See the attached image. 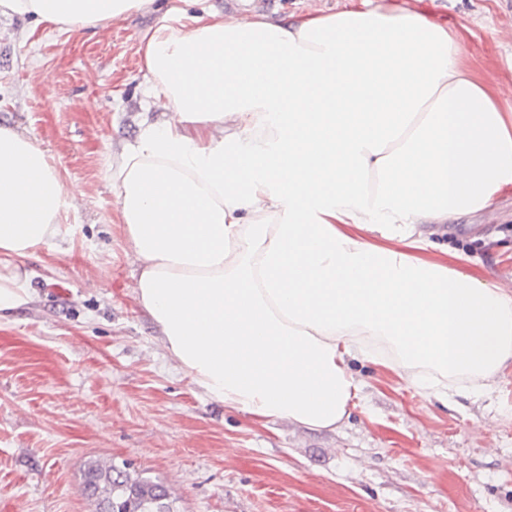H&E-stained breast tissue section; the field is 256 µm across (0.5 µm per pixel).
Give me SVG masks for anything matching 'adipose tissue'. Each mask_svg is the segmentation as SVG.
I'll return each instance as SVG.
<instances>
[{"mask_svg":"<svg viewBox=\"0 0 512 512\" xmlns=\"http://www.w3.org/2000/svg\"><path fill=\"white\" fill-rule=\"evenodd\" d=\"M149 2L0 5L89 26ZM142 51L175 117L124 145L112 185L135 299L206 394L259 425L333 430L360 393L353 359L423 389L490 392L512 365V295L414 255L420 225L512 186V104L446 25L397 0L281 20L211 12L157 27ZM72 196L40 147L0 127V312L30 298L12 259L57 235Z\"/></svg>","mask_w":512,"mask_h":512,"instance_id":"1","label":"adipose tissue"}]
</instances>
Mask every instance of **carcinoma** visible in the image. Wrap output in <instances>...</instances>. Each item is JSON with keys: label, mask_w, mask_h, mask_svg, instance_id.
<instances>
[{"label": "carcinoma", "mask_w": 512, "mask_h": 512, "mask_svg": "<svg viewBox=\"0 0 512 512\" xmlns=\"http://www.w3.org/2000/svg\"><path fill=\"white\" fill-rule=\"evenodd\" d=\"M81 491L94 501L96 512H177L176 499L163 483L134 476L111 461L88 462Z\"/></svg>", "instance_id": "obj_1"}]
</instances>
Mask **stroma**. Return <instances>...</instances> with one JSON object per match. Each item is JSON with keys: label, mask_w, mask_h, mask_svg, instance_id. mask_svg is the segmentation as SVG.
<instances>
[{"label": "stroma", "mask_w": 512, "mask_h": 512, "mask_svg": "<svg viewBox=\"0 0 512 512\" xmlns=\"http://www.w3.org/2000/svg\"><path fill=\"white\" fill-rule=\"evenodd\" d=\"M454 30L512 100V0H406ZM350 0H153L69 27L0 12V126L47 151L78 192L55 239L19 264L33 298L0 315V512H95L86 463L168 486L179 512H512V367L491 397L444 400L358 360L361 399L336 430L266 425L211 400L133 300L135 259L110 166L144 124L139 48L165 18L212 8L273 19ZM423 260L512 294V189L454 224H426Z\"/></svg>", "instance_id": "35a3bbf8"}]
</instances>
